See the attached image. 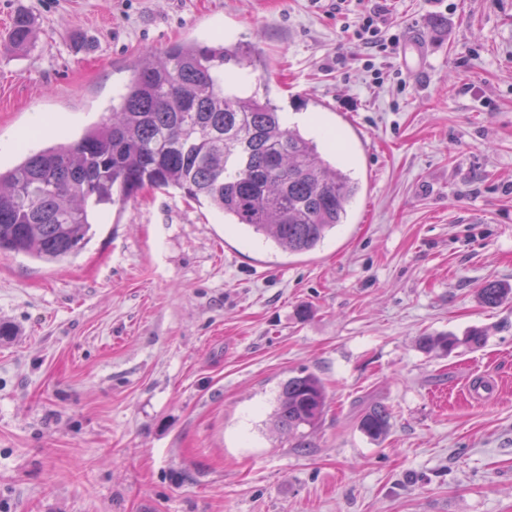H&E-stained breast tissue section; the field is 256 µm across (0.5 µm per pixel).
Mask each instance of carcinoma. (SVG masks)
I'll use <instances>...</instances> for the list:
<instances>
[{
	"mask_svg": "<svg viewBox=\"0 0 512 512\" xmlns=\"http://www.w3.org/2000/svg\"><path fill=\"white\" fill-rule=\"evenodd\" d=\"M31 40L30 20L17 16L10 46L25 49ZM252 54L240 44L197 40L146 53L130 67L110 117L0 168V255L52 263L75 254L94 221L145 188L175 190L288 253L315 250L345 223L360 183L336 161V141L318 144L285 124L271 99L227 76L230 65L252 66ZM509 294L496 283L480 289L489 307ZM484 342L477 328L463 339L419 338L422 349L445 355ZM326 405L320 378L292 376L280 387L273 424L303 438ZM359 428L382 442L390 413L372 405Z\"/></svg>",
	"mask_w": 512,
	"mask_h": 512,
	"instance_id": "cac0c4a2",
	"label": "carcinoma"
}]
</instances>
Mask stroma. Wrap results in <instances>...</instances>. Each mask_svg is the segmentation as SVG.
Wrapping results in <instances>:
<instances>
[{
  "mask_svg": "<svg viewBox=\"0 0 512 512\" xmlns=\"http://www.w3.org/2000/svg\"><path fill=\"white\" fill-rule=\"evenodd\" d=\"M335 4L0 0V36L36 26L0 51V136L46 114L78 135L144 53L242 42L266 63L247 86L330 130L361 184L305 255L146 189L62 262L0 256V512H512V299L479 295L512 287V0H385L416 74ZM474 327L480 348L418 346ZM300 373L329 403L302 442L270 420ZM359 428L371 439L382 442L390 431V413L382 405H372L360 415Z\"/></svg>",
  "mask_w": 512,
  "mask_h": 512,
  "instance_id": "stroma-1",
  "label": "stroma"
}]
</instances>
